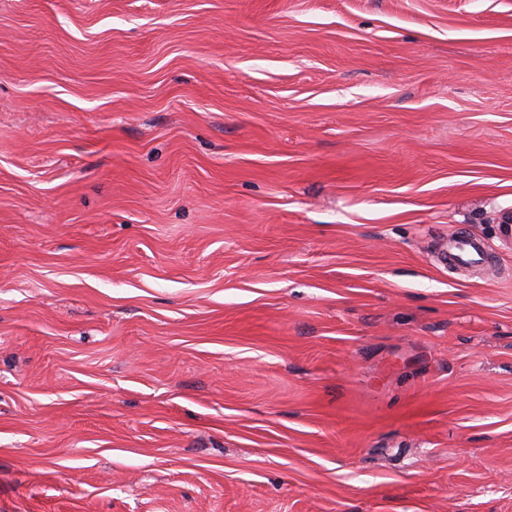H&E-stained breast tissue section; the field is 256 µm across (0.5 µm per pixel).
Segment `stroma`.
Segmentation results:
<instances>
[{
  "mask_svg": "<svg viewBox=\"0 0 512 512\" xmlns=\"http://www.w3.org/2000/svg\"><path fill=\"white\" fill-rule=\"evenodd\" d=\"M510 211L512 0H0V512H512ZM486 255L484 246L472 240H460L451 246L448 250V259L450 262H464L471 257L482 259Z\"/></svg>",
  "mask_w": 512,
  "mask_h": 512,
  "instance_id": "obj_1",
  "label": "stroma"
}]
</instances>
